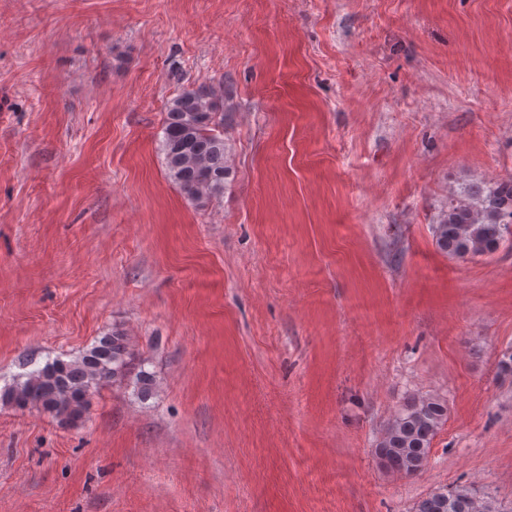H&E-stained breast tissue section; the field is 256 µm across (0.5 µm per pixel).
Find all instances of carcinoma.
I'll return each mask as SVG.
<instances>
[{"label":"carcinoma","mask_w":512,"mask_h":512,"mask_svg":"<svg viewBox=\"0 0 512 512\" xmlns=\"http://www.w3.org/2000/svg\"><path fill=\"white\" fill-rule=\"evenodd\" d=\"M162 151L170 178L184 194L205 204L224 193L223 91L212 86L185 88L165 111ZM512 224V179L463 190L434 226L438 248L451 257L490 255L505 241ZM134 352L127 336L114 331L99 338L79 359H56L0 392V401L18 410L39 408L76 426L102 385L121 383ZM440 399H412L399 409L375 448L381 466L413 476L426 466L432 442L447 420ZM414 512H503L495 501L478 498L466 486L445 488L418 501Z\"/></svg>","instance_id":"1"}]
</instances>
